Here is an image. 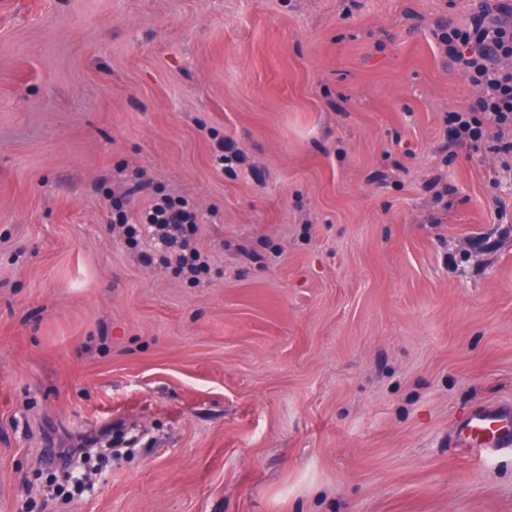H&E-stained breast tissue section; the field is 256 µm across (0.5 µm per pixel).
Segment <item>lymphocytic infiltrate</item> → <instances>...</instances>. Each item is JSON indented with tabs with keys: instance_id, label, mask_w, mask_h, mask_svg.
Here are the masks:
<instances>
[{
	"instance_id": "lymphocytic-infiltrate-1",
	"label": "lymphocytic infiltrate",
	"mask_w": 512,
	"mask_h": 512,
	"mask_svg": "<svg viewBox=\"0 0 512 512\" xmlns=\"http://www.w3.org/2000/svg\"><path fill=\"white\" fill-rule=\"evenodd\" d=\"M454 70L475 90V102L448 115L456 143L481 142L512 155V0H480L465 25L440 22L431 31ZM198 216L181 198L155 199L141 217L154 230L158 261L175 275L197 280L207 263L195 246Z\"/></svg>"
}]
</instances>
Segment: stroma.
<instances>
[{"label": "stroma", "mask_w": 512, "mask_h": 512, "mask_svg": "<svg viewBox=\"0 0 512 512\" xmlns=\"http://www.w3.org/2000/svg\"><path fill=\"white\" fill-rule=\"evenodd\" d=\"M478 2L0 0V512H512L458 435L512 410V159L447 140L429 34ZM139 172L200 283L113 233ZM197 220L187 201L164 195L154 200L139 222L154 229L157 262L191 281L197 280L207 267L205 257L190 236L196 232Z\"/></svg>", "instance_id": "stroma-1"}]
</instances>
